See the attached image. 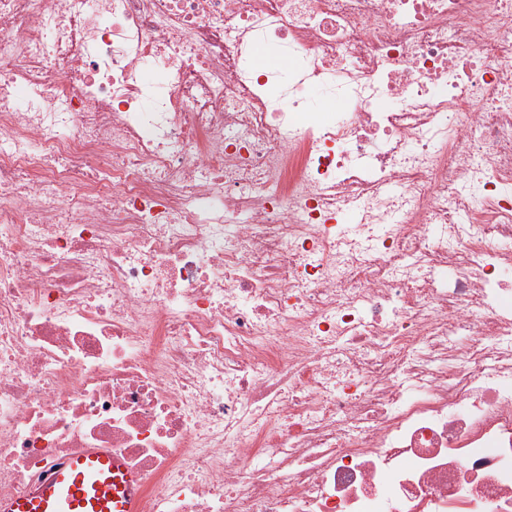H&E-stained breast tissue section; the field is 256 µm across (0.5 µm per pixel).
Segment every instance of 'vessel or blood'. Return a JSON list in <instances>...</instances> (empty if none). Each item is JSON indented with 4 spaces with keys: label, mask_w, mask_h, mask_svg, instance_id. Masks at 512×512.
Returning a JSON list of instances; mask_svg holds the SVG:
<instances>
[{
    "label": "vessel or blood",
    "mask_w": 512,
    "mask_h": 512,
    "mask_svg": "<svg viewBox=\"0 0 512 512\" xmlns=\"http://www.w3.org/2000/svg\"><path fill=\"white\" fill-rule=\"evenodd\" d=\"M142 488L121 457L95 448L55 468L34 491L0 499V512H139Z\"/></svg>",
    "instance_id": "1"
}]
</instances>
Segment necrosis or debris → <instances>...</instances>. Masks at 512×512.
I'll return each mask as SVG.
<instances>
[{
    "label": "necrosis or debris",
    "instance_id": "necrosis-or-debris-1",
    "mask_svg": "<svg viewBox=\"0 0 512 512\" xmlns=\"http://www.w3.org/2000/svg\"><path fill=\"white\" fill-rule=\"evenodd\" d=\"M508 295L512 0H0V498L512 512ZM142 479L108 448L55 468L34 491L0 499V512H138Z\"/></svg>",
    "mask_w": 512,
    "mask_h": 512
}]
</instances>
